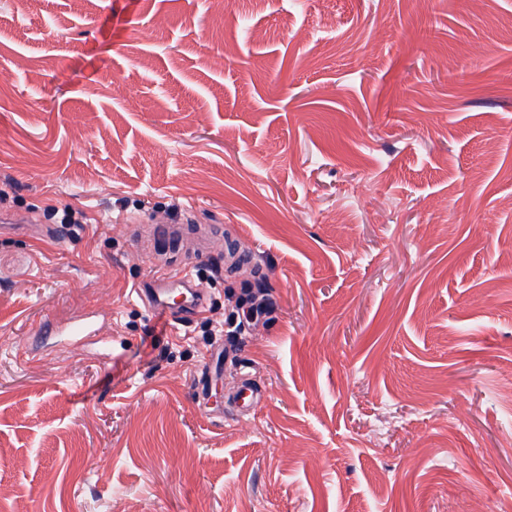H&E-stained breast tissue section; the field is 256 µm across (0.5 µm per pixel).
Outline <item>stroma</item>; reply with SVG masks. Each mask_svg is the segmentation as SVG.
<instances>
[{
	"mask_svg": "<svg viewBox=\"0 0 512 512\" xmlns=\"http://www.w3.org/2000/svg\"><path fill=\"white\" fill-rule=\"evenodd\" d=\"M1 68L0 512L512 502V0H0ZM136 295L143 305L152 312L173 315L172 295L183 296L182 309L201 312L206 305L205 290L196 283L190 265H182L174 272L159 271L150 281L136 288ZM94 324L91 321H80L65 326L46 325L44 334L55 336H72L75 339H83L86 336H96Z\"/></svg>",
	"mask_w": 512,
	"mask_h": 512,
	"instance_id": "obj_1",
	"label": "stroma"
}]
</instances>
